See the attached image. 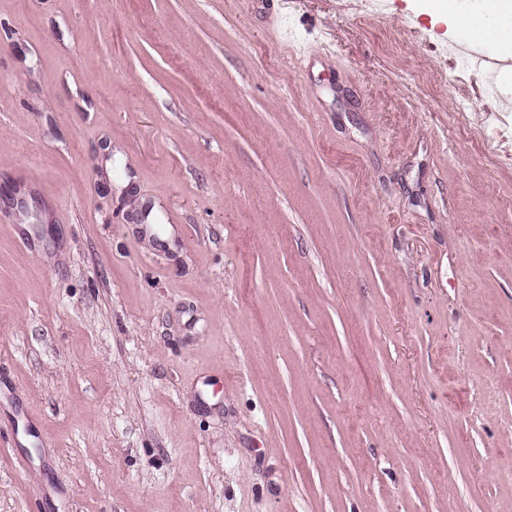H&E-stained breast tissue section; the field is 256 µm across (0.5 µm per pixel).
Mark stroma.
Here are the masks:
<instances>
[{"label": "stroma", "mask_w": 512, "mask_h": 512, "mask_svg": "<svg viewBox=\"0 0 512 512\" xmlns=\"http://www.w3.org/2000/svg\"><path fill=\"white\" fill-rule=\"evenodd\" d=\"M0 0V512H512L496 0ZM470 56L471 58H468V63L483 75L487 91L497 93L501 85L503 73L499 66L500 64L494 58L493 54L486 50H481Z\"/></svg>", "instance_id": "obj_1"}]
</instances>
